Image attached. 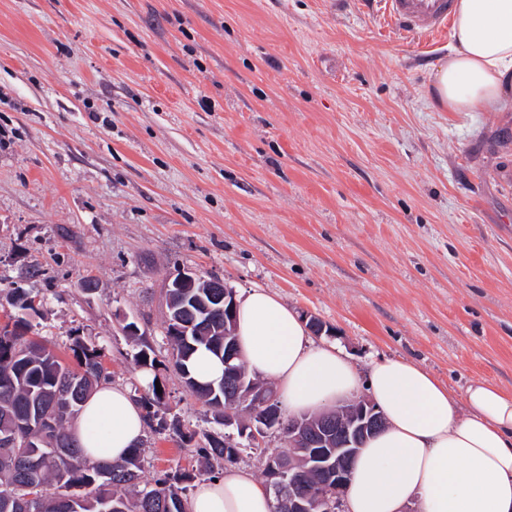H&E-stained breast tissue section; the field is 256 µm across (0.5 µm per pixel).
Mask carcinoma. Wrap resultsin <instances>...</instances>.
I'll use <instances>...</instances> for the list:
<instances>
[{"label":"carcinoma","mask_w":512,"mask_h":512,"mask_svg":"<svg viewBox=\"0 0 512 512\" xmlns=\"http://www.w3.org/2000/svg\"><path fill=\"white\" fill-rule=\"evenodd\" d=\"M173 303L164 328L170 352L161 361L143 342L136 364L155 371L168 362L188 392L211 412L222 413L224 379L197 388L187 363L200 348L224 357V303L211 300L204 288L179 293ZM31 329L23 318L0 323V512H184L190 483L216 472L177 470L147 481L139 446L113 463L87 460L69 427L85 399L109 380L102 352L76 336L71 367L28 338ZM139 402L148 425L168 411L165 394L154 384ZM197 452L226 465L238 462L225 452L224 441L210 434Z\"/></svg>","instance_id":"1"}]
</instances>
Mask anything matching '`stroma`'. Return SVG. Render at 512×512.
Wrapping results in <instances>:
<instances>
[{"label": "stroma", "mask_w": 512, "mask_h": 512, "mask_svg": "<svg viewBox=\"0 0 512 512\" xmlns=\"http://www.w3.org/2000/svg\"><path fill=\"white\" fill-rule=\"evenodd\" d=\"M450 44L367 0H0V322L25 280L37 341L83 338L140 397L122 327L165 357L191 268L318 318L360 373L512 390V112L433 102ZM160 379L194 439L146 428L148 479L216 429Z\"/></svg>", "instance_id": "1"}]
</instances>
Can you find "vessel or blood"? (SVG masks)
I'll return each instance as SVG.
<instances>
[{"instance_id":"vessel-or-blood-1","label":"vessel or blood","mask_w":512,"mask_h":512,"mask_svg":"<svg viewBox=\"0 0 512 512\" xmlns=\"http://www.w3.org/2000/svg\"><path fill=\"white\" fill-rule=\"evenodd\" d=\"M390 21L402 31L427 36L445 30L453 0H381Z\"/></svg>"}]
</instances>
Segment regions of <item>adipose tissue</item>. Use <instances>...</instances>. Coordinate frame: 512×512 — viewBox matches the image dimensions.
<instances>
[{
    "mask_svg": "<svg viewBox=\"0 0 512 512\" xmlns=\"http://www.w3.org/2000/svg\"><path fill=\"white\" fill-rule=\"evenodd\" d=\"M431 93L452 112L512 111V0H457L447 61ZM240 357L274 381L289 413L318 411L364 390L387 426L353 464L347 512H512V392L477 380L455 396L418 364L384 359L360 374L333 345H314L288 305L261 288L238 301ZM145 421L129 390L98 385L70 427L85 457L115 462ZM188 512H273L251 472L198 482Z\"/></svg>",
    "mask_w": 512,
    "mask_h": 512,
    "instance_id": "obj_1",
    "label": "adipose tissue"
}]
</instances>
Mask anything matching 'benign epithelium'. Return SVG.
I'll return each instance as SVG.
<instances>
[{
    "label": "benign epithelium",
    "instance_id": "7a95c632",
    "mask_svg": "<svg viewBox=\"0 0 512 512\" xmlns=\"http://www.w3.org/2000/svg\"><path fill=\"white\" fill-rule=\"evenodd\" d=\"M224 289V336L228 339L224 353V377L233 384L224 388V447L240 448L246 438L256 443L269 433L281 429L282 413L275 392L266 389H245L234 366L238 353L234 348L235 293L223 281L205 279L186 268L168 279L166 305H171L172 290L187 291L198 285ZM253 402L257 411L242 417L241 406ZM384 418L367 397H359L336 406L331 411L309 417L288 419V458L268 462L267 486L277 494L288 491L289 512H343L344 494L352 478V462L361 441L380 431ZM311 471L325 476V483L310 489L306 477Z\"/></svg>",
    "mask_w": 512,
    "mask_h": 512
}]
</instances>
